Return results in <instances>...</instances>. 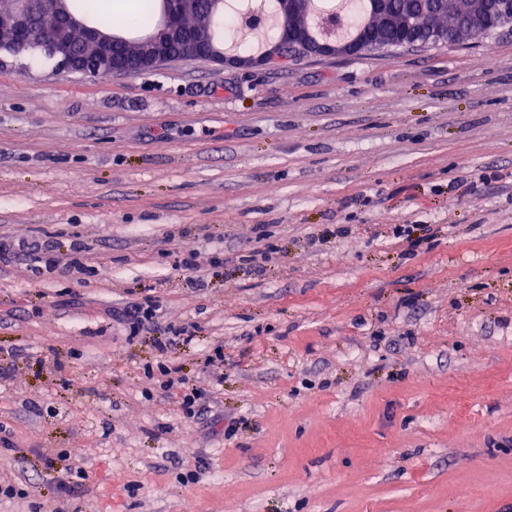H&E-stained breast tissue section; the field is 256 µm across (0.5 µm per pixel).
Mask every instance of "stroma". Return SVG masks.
I'll return each mask as SVG.
<instances>
[{
    "instance_id": "obj_1",
    "label": "stroma",
    "mask_w": 512,
    "mask_h": 512,
    "mask_svg": "<svg viewBox=\"0 0 512 512\" xmlns=\"http://www.w3.org/2000/svg\"><path fill=\"white\" fill-rule=\"evenodd\" d=\"M19 240L84 269L0 263V512H512L511 29L96 77L0 51ZM143 295L194 341L125 340L112 311ZM60 453L87 475L67 493ZM157 370L161 379H157L159 382V388L163 391H168L175 385L181 388V409L183 415L187 419L195 418L198 415L197 400L199 399L196 392V388L190 387L189 383L185 378L181 376H174L175 371H172L165 363H158Z\"/></svg>"
}]
</instances>
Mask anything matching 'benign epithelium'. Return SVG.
Segmentation results:
<instances>
[{
    "mask_svg": "<svg viewBox=\"0 0 512 512\" xmlns=\"http://www.w3.org/2000/svg\"><path fill=\"white\" fill-rule=\"evenodd\" d=\"M372 27L352 38L335 35L336 19H322L326 33L319 36L296 26L293 20L308 13L314 0H279L276 38L265 43L258 54L243 55L224 50V43L201 39L200 27L183 23L187 15L198 16L196 0H162L161 18L155 29L133 43L129 53L115 54L122 38L95 26L67 6V0H9L0 7V50L21 53L33 46L60 59L61 66L81 75L143 73L174 61L172 48L179 46L185 59H201L224 68L250 69L268 65L284 57L294 47L310 57H351L366 50H385L400 35L413 45L445 43L467 46L490 26L512 25V0H495L489 12L480 5L474 9L463 0H419L421 14L445 15L446 23H420L419 15L401 19L391 13L386 0H371Z\"/></svg>",
    "mask_w": 512,
    "mask_h": 512,
    "instance_id": "7a95c632",
    "label": "benign epithelium"
}]
</instances>
